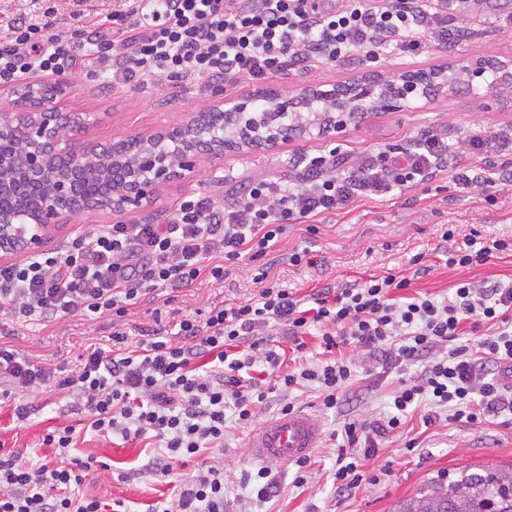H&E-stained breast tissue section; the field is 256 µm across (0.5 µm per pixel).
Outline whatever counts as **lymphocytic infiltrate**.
<instances>
[{
  "instance_id": "1",
  "label": "lymphocytic infiltrate",
  "mask_w": 512,
  "mask_h": 512,
  "mask_svg": "<svg viewBox=\"0 0 512 512\" xmlns=\"http://www.w3.org/2000/svg\"><path fill=\"white\" fill-rule=\"evenodd\" d=\"M455 7L454 0H355L343 10L324 0H114L112 13L79 29L75 41L18 15L0 30V84L33 71L53 73L65 63L108 70L113 80L142 86L165 78L217 86L258 83L343 60L365 64L390 47L411 53L428 39L455 46L468 35L452 21ZM465 147L476 156H501L502 162L491 170L458 166L443 139L426 135L400 149L391 165L368 158L340 175L336 168L345 159L334 147L296 162L288 182L249 181L241 204L230 212L194 194L164 224L97 225L62 249L0 264V307L19 324L76 315L122 318L138 303L157 301L200 277L223 281L242 257H266L290 223L303 222L309 234H317L316 217L357 196L407 189L444 172L462 189L512 183V138L477 128ZM457 237L462 245L446 252L445 264L461 271L484 265L493 253H512V239L484 238L474 227L453 226L442 234L446 241ZM254 281L260 286L254 297L183 319L173 333L145 331L133 350L118 352L127 336L115 330L112 349L86 348L76 369L57 379L1 341L0 381L26 389L53 382L99 436L154 435L163 450L139 470L164 477L201 449L223 447L227 414L243 425L254 422L251 406L267 393L260 382H245L242 370L279 371L285 390L318 385L324 406L334 408L353 376L352 361L340 354L349 341L385 363L421 361L425 367L402 381L393 413L375 433L358 421L345 423L336 470L340 486L361 481L350 450L374 449V436L400 430L408 410L423 399L471 424L512 413V398L495 373L512 363V282L482 286L464 278L451 296L407 298L402 291L410 279L388 274L318 289L306 307L291 289L269 282L267 269H259ZM486 322L496 323L495 333L472 346L459 344L464 328L476 332ZM278 324L299 356L305 336H319L326 364L281 372L279 354L267 346ZM79 436L76 426L53 427L42 444L53 448L54 457L38 464L19 448L0 452V512H113L111 504L80 491L103 463L76 456ZM154 512H224L223 471L198 466L186 488Z\"/></svg>"
}]
</instances>
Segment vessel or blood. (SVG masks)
<instances>
[{
	"instance_id": "obj_1",
	"label": "vessel or blood",
	"mask_w": 512,
	"mask_h": 512,
	"mask_svg": "<svg viewBox=\"0 0 512 512\" xmlns=\"http://www.w3.org/2000/svg\"><path fill=\"white\" fill-rule=\"evenodd\" d=\"M320 436L315 420L298 411L264 423L251 434L248 448L256 460L287 466L316 448Z\"/></svg>"
}]
</instances>
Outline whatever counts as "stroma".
<instances>
[{
  "mask_svg": "<svg viewBox=\"0 0 512 512\" xmlns=\"http://www.w3.org/2000/svg\"><path fill=\"white\" fill-rule=\"evenodd\" d=\"M112 4L113 0H0V19L25 13L51 24L54 32L69 35L86 20L111 12ZM454 21L467 26L469 35L453 49L428 41L411 55L389 51L378 62L364 66L340 62L312 72H286L271 78L267 86L290 97H301L308 89L327 90L367 74L387 79L399 67L426 70L459 59L475 62L512 56V0H466L455 11ZM61 77L71 90L61 104L62 111L98 114V122L85 136L102 143L178 124L190 113L217 106L219 98L240 100L253 91L252 85L238 83L219 96L212 86L198 81L170 82L159 89L134 83L116 86L111 73H89L79 67L65 70ZM477 126L493 135L512 131V92L486 77L451 91L441 90L421 107L411 100L401 110L371 112L325 132L314 128L305 134H290L268 149L202 155L193 170L183 172L161 190L156 203L142 207L131 218L164 223L184 197L200 192L214 196L225 209H234L247 179L288 180L293 158L334 147L353 159L385 148L404 147L416 137L435 134L455 149L459 165H473L476 157L462 144ZM444 224H472L488 236H512V186L503 187L491 203L481 189L459 191L450 175L443 173L384 197L354 199L341 210L321 215L317 235H308L304 225L290 224L267 257L270 275L296 289L302 298L326 286L398 273L411 279L406 296L430 294L440 298L449 294L461 277L459 271L444 264L446 244L439 233ZM304 248L311 251L314 265H290L289 254ZM418 253L424 254L431 267L420 277L414 276L409 264ZM255 267V262L243 260L221 283L200 277L158 310L150 304L135 306L124 323L129 344H136L143 330L158 325L170 329L210 306L230 307L251 297L257 290ZM111 334V316L94 320L75 316L48 325L24 326L10 342L35 364L71 371L89 345L111 348ZM344 353L356 364L355 376L335 408H326L321 391L308 383L289 391H273L257 408L263 423L276 418L281 407L289 404L309 413L319 424L321 438L310 454L306 484L295 483L296 466L265 467L253 459L248 448L250 428L231 419L224 429L223 447L202 449L196 461L175 467L165 478L137 471L141 461L153 453L155 438L126 441L117 435L107 439L90 432L81 435L79 454L95 456L104 463L102 469L86 477L84 493L104 502H122L125 512H152L157 502L180 492L201 461L224 470V512L246 508L245 475L261 468L273 481L274 494L253 502L248 507L252 512H392L397 501L438 472L464 466L512 465V429L494 419L472 427L442 415L428 424L424 418L430 408L423 405L408 414L401 432L378 439L374 456L363 462L359 486L338 488L334 474L344 423L383 422L401 381L423 368L418 362L385 369L369 363L366 351L351 344L345 346ZM30 400V415L23 421L14 418L12 402L0 404V441L9 448L26 449L37 461L45 454L40 442L47 428L57 425L68 410L65 399L50 387L31 394ZM410 440L415 443L411 449L406 446Z\"/></svg>",
  "mask_w": 512,
  "mask_h": 512,
  "instance_id": "35a3bbf8",
  "label": "stroma"
}]
</instances>
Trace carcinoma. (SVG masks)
<instances>
[{
    "label": "carcinoma",
    "instance_id": "cac0c4a2",
    "mask_svg": "<svg viewBox=\"0 0 512 512\" xmlns=\"http://www.w3.org/2000/svg\"><path fill=\"white\" fill-rule=\"evenodd\" d=\"M393 512H512V467L443 473L399 501Z\"/></svg>",
    "mask_w": 512,
    "mask_h": 512
}]
</instances>
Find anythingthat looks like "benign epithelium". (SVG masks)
Returning <instances> with one entry per match:
<instances>
[{
    "label": "benign epithelium",
    "instance_id": "benign-epithelium-1",
    "mask_svg": "<svg viewBox=\"0 0 512 512\" xmlns=\"http://www.w3.org/2000/svg\"><path fill=\"white\" fill-rule=\"evenodd\" d=\"M481 64L433 68L425 75H402L397 81L377 86L362 79L336 87L332 110L345 116L366 108L398 110L408 97L423 93V80H444L453 88L456 75L474 80L483 75ZM496 83L512 89V59L498 62ZM25 100L13 110L0 112V195L15 193L22 202L13 209H0V251L31 249L43 233L75 216L95 211L129 214L149 201L155 190L170 181L178 170L195 167L200 142L215 154L224 153L226 139L207 124V113L197 112L179 126L133 138L134 146L124 157L106 159L112 145L92 140L75 145V137L87 128L82 112H52L50 105L66 95L67 84L32 73L22 78ZM255 99L231 105L238 123L248 134L245 146L260 149L277 140V112H254ZM111 166L123 171V181L103 199L80 195L75 186L85 170Z\"/></svg>",
    "mask_w": 512,
    "mask_h": 512
}]
</instances>
